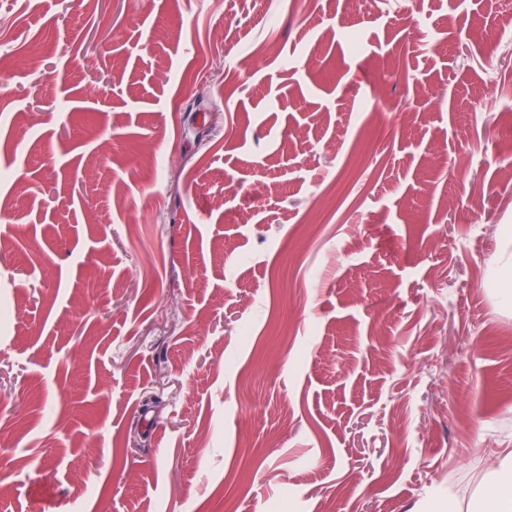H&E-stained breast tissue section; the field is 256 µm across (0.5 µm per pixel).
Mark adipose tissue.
Listing matches in <instances>:
<instances>
[{"mask_svg":"<svg viewBox=\"0 0 512 512\" xmlns=\"http://www.w3.org/2000/svg\"><path fill=\"white\" fill-rule=\"evenodd\" d=\"M485 468L493 476V488L486 499L467 510L460 493L452 491L448 496L437 497V512H512V448L487 460Z\"/></svg>","mask_w":512,"mask_h":512,"instance_id":"ef3b65f1","label":"adipose tissue"}]
</instances>
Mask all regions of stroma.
<instances>
[{"mask_svg": "<svg viewBox=\"0 0 512 512\" xmlns=\"http://www.w3.org/2000/svg\"><path fill=\"white\" fill-rule=\"evenodd\" d=\"M505 224L483 0H0V512L482 490Z\"/></svg>", "mask_w": 512, "mask_h": 512, "instance_id": "35a3bbf8", "label": "stroma"}]
</instances>
